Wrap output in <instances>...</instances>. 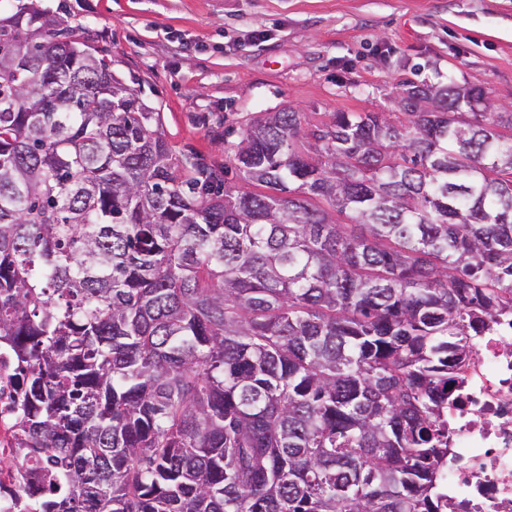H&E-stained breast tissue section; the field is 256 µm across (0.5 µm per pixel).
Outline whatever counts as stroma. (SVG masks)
<instances>
[{"instance_id": "1", "label": "stroma", "mask_w": 512, "mask_h": 512, "mask_svg": "<svg viewBox=\"0 0 512 512\" xmlns=\"http://www.w3.org/2000/svg\"><path fill=\"white\" fill-rule=\"evenodd\" d=\"M81 27L160 114L173 155L227 185L252 120L286 107L305 129L390 112L406 82L450 80L512 104V0H41Z\"/></svg>"}]
</instances>
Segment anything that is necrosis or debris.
<instances>
[{
    "mask_svg": "<svg viewBox=\"0 0 512 512\" xmlns=\"http://www.w3.org/2000/svg\"><path fill=\"white\" fill-rule=\"evenodd\" d=\"M457 376L439 475L449 512H512V325L479 337Z\"/></svg>",
    "mask_w": 512,
    "mask_h": 512,
    "instance_id": "obj_1",
    "label": "necrosis or debris"
}]
</instances>
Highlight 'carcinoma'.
Segmentation results:
<instances>
[{"label":"carcinoma","mask_w":512,"mask_h":512,"mask_svg":"<svg viewBox=\"0 0 512 512\" xmlns=\"http://www.w3.org/2000/svg\"><path fill=\"white\" fill-rule=\"evenodd\" d=\"M464 90L269 112L249 191L173 156L78 28L0 15L18 512H448L449 371L512 318V111Z\"/></svg>","instance_id":"obj_1"}]
</instances>
